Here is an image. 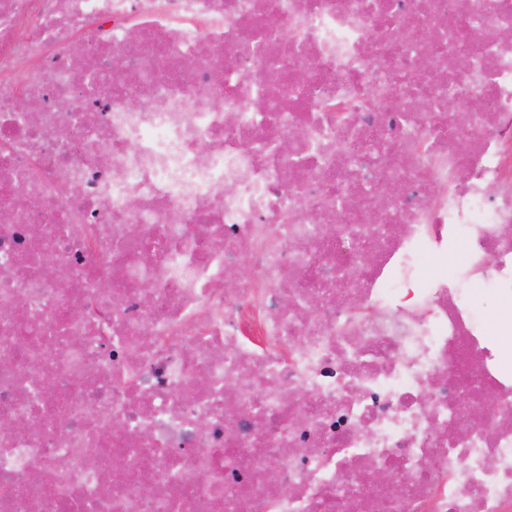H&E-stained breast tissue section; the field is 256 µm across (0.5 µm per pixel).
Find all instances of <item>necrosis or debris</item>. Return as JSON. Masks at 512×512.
I'll list each match as a JSON object with an SVG mask.
<instances>
[{
  "label": "necrosis or debris",
  "instance_id": "4bbe7bcc",
  "mask_svg": "<svg viewBox=\"0 0 512 512\" xmlns=\"http://www.w3.org/2000/svg\"><path fill=\"white\" fill-rule=\"evenodd\" d=\"M505 31L0 0V512H512Z\"/></svg>",
  "mask_w": 512,
  "mask_h": 512
}]
</instances>
